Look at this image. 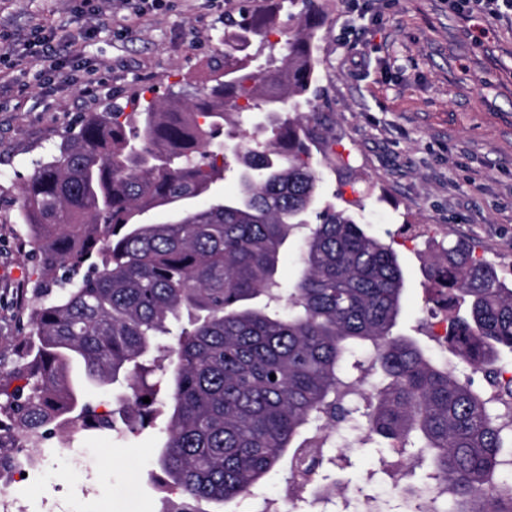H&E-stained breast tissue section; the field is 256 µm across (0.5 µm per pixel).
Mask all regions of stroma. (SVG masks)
I'll use <instances>...</instances> for the list:
<instances>
[{
  "mask_svg": "<svg viewBox=\"0 0 512 512\" xmlns=\"http://www.w3.org/2000/svg\"><path fill=\"white\" fill-rule=\"evenodd\" d=\"M235 0H177L135 15L126 0H102L89 20L78 0H0V29L41 28L73 58L40 82L26 45L0 54V372L22 363L24 288L36 279L33 237L18 223L21 186L54 153L80 116L132 93L180 91L207 78L224 51V15ZM320 43L319 86L359 175L358 200L377 236L394 237L405 276L397 333L417 336L433 292L421 253L464 240L512 278V17L454 8L451 0H332ZM101 81L86 91V71ZM154 428L124 439L90 430L49 435L46 473L10 486L25 512H161ZM94 449L69 460L70 446ZM345 474L364 493L403 512L393 495L406 468L368 477L367 451Z\"/></svg>",
  "mask_w": 512,
  "mask_h": 512,
  "instance_id": "1",
  "label": "stroma"
}]
</instances>
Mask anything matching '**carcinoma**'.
Segmentation results:
<instances>
[{
	"mask_svg": "<svg viewBox=\"0 0 512 512\" xmlns=\"http://www.w3.org/2000/svg\"><path fill=\"white\" fill-rule=\"evenodd\" d=\"M238 0L224 15L226 50L209 83L141 102L126 114L87 112L59 152L25 180L21 220L40 229L27 363L0 376V414L17 448H39L48 426L136 435L165 409L159 466L179 503L230 505L283 459L312 500L342 494L328 449L343 426L366 445L407 455L397 486L417 512H512V429L500 397L463 380L417 341L395 333L404 275L396 251L364 227L363 208L320 205L324 170L341 163L336 124L319 97L324 0ZM288 9L285 52L258 63ZM269 119L233 156L239 191L210 198L225 127ZM182 206L175 222L147 223ZM298 275L284 288L282 249L296 230ZM68 275L57 278L60 269ZM434 304L451 312L454 356L492 384L512 354V282L457 241L428 254ZM275 379H270V375ZM20 385L11 387L13 381ZM130 390L122 425L89 395ZM150 402H143V398Z\"/></svg>",
	"mask_w": 512,
	"mask_h": 512,
	"instance_id": "carcinoma-1",
	"label": "carcinoma"
}]
</instances>
